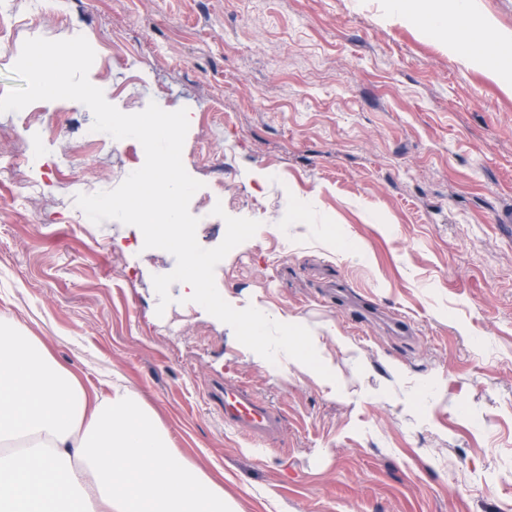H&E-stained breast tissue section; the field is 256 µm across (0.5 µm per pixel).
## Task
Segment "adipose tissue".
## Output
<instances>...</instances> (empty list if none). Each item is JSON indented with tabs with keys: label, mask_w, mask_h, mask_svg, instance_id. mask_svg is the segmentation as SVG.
<instances>
[{
	"label": "adipose tissue",
	"mask_w": 512,
	"mask_h": 512,
	"mask_svg": "<svg viewBox=\"0 0 512 512\" xmlns=\"http://www.w3.org/2000/svg\"><path fill=\"white\" fill-rule=\"evenodd\" d=\"M472 9V0H389L391 16L443 35L450 58L503 78L512 34L475 25ZM0 512L239 510L135 390L89 393L39 337L0 315Z\"/></svg>",
	"instance_id": "ef3b65f1"
}]
</instances>
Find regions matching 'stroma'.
I'll return each mask as SVG.
<instances>
[{"label":"stroma","instance_id":"1","mask_svg":"<svg viewBox=\"0 0 512 512\" xmlns=\"http://www.w3.org/2000/svg\"><path fill=\"white\" fill-rule=\"evenodd\" d=\"M0 96L29 38L84 36L90 82L123 112L187 109L196 237L260 221L216 267L232 307L298 319L333 380L239 343L203 307L157 315L175 258L76 195L145 161L84 135L91 111L0 114V312L101 393L123 380L240 512H512V95L386 0H12ZM349 240L356 253L343 252ZM409 320L392 335L354 296ZM282 418L259 443L224 385Z\"/></svg>","mask_w":512,"mask_h":512}]
</instances>
